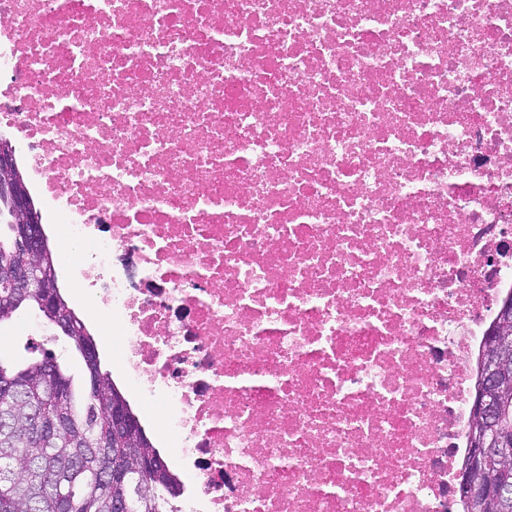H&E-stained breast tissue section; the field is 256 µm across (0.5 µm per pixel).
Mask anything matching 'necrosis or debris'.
<instances>
[{
    "mask_svg": "<svg viewBox=\"0 0 512 512\" xmlns=\"http://www.w3.org/2000/svg\"><path fill=\"white\" fill-rule=\"evenodd\" d=\"M1 135L177 512H455L512 291V0H0Z\"/></svg>",
    "mask_w": 512,
    "mask_h": 512,
    "instance_id": "4bbe7bcc",
    "label": "necrosis or debris"
}]
</instances>
